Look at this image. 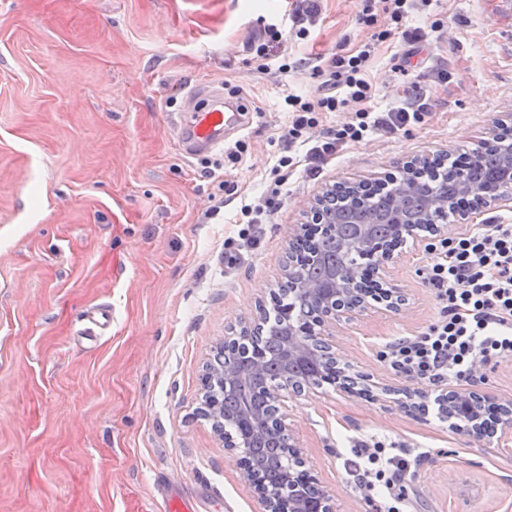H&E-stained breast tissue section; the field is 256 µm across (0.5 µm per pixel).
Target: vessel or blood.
I'll use <instances>...</instances> for the list:
<instances>
[{"mask_svg":"<svg viewBox=\"0 0 512 512\" xmlns=\"http://www.w3.org/2000/svg\"><path fill=\"white\" fill-rule=\"evenodd\" d=\"M184 104L190 114L178 129V143L184 154L211 151L223 142L227 128L241 129L246 125L238 110H225L223 91L212 86L196 88Z\"/></svg>","mask_w":512,"mask_h":512,"instance_id":"vessel-or-blood-1","label":"vessel or blood"}]
</instances>
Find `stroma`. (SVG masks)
<instances>
[{"label":"stroma","mask_w":512,"mask_h":512,"mask_svg":"<svg viewBox=\"0 0 512 512\" xmlns=\"http://www.w3.org/2000/svg\"><path fill=\"white\" fill-rule=\"evenodd\" d=\"M356 6L321 0L300 40L298 0H0V512H164V485L198 512H258L236 453L197 410L216 343L282 280L289 225L325 185L474 146L512 113V0H434L442 37L380 48L369 73L379 111L430 90L423 122L345 146L313 175L279 168L283 100L318 95L320 82L306 69L260 72L253 46L277 14L276 57L346 54L370 35ZM201 82L243 101L250 125L189 157L173 123ZM238 142L246 150L230 160ZM279 175L259 244L228 264L242 206ZM432 240H409L390 266L401 310L376 307L336 337L339 364L369 376L370 396L323 386L288 398L340 512H376L353 467V441L369 437L430 449L401 482L407 512H512V435L480 442L404 412L405 392L427 407L437 387L382 358L439 315L420 276ZM98 306L112 322L90 341L85 315Z\"/></svg>","instance_id":"1"}]
</instances>
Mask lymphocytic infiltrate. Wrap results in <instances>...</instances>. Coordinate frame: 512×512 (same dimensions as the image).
I'll return each mask as SVG.
<instances>
[{
  "mask_svg": "<svg viewBox=\"0 0 512 512\" xmlns=\"http://www.w3.org/2000/svg\"><path fill=\"white\" fill-rule=\"evenodd\" d=\"M432 0H360L358 24L370 28L369 39L349 55H333L311 65L320 80L318 96L288 94L290 114L284 137L289 145H302L311 163H321L339 148L384 132L395 134L421 123L428 109L425 96L407 98L383 112L370 102L373 86L366 72L377 50L402 38L418 44L444 28L432 20L428 28H406L413 13L425 11ZM351 111V119L313 137L319 117L326 112ZM430 259L422 268L441 307L439 320L411 337L394 339L386 353L389 366L412 379L436 383L466 379L480 363L512 360V224H478L463 236L445 238L428 246ZM428 449L393 450L382 442H361L356 468L370 496L379 498L387 512H401L402 495L393 491L397 478L410 471L414 460Z\"/></svg>",
  "mask_w": 512,
  "mask_h": 512,
  "instance_id": "obj_1",
  "label": "lymphocytic infiltrate"
}]
</instances>
